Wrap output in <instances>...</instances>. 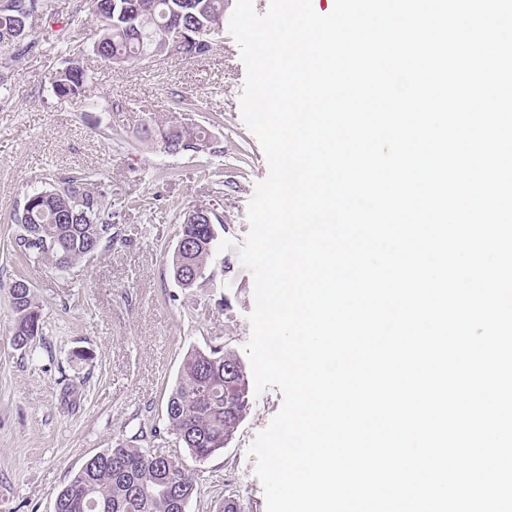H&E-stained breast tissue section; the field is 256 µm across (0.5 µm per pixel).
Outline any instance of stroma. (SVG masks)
Instances as JSON below:
<instances>
[{
  "label": "stroma",
  "mask_w": 512,
  "mask_h": 512,
  "mask_svg": "<svg viewBox=\"0 0 512 512\" xmlns=\"http://www.w3.org/2000/svg\"><path fill=\"white\" fill-rule=\"evenodd\" d=\"M61 40L20 56L0 99V512H54L58 493L96 453L128 441L162 446L196 473L187 512H220L239 495L247 512H266L249 447L278 413L271 387L250 408L224 452L196 462L166 430L168 394L192 349L224 342L246 358L254 307L251 272L236 260L249 233L248 204L269 164L244 122L246 77L230 32L206 54L171 56L115 69L91 48L83 0H43L35 31ZM84 47L89 79L80 98L58 96L51 75L64 66L66 40ZM194 104L176 109L175 95ZM175 124L209 125L224 152L192 160L137 138L146 113ZM93 173L112 193L114 239L90 263L60 272L17 246L14 211L46 179ZM214 209L226 227L215 242L209 285L187 290L171 273L174 215ZM25 279L41 310L36 349H16L8 288Z\"/></svg>",
  "instance_id": "obj_1"
}]
</instances>
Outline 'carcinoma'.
Instances as JSON below:
<instances>
[{
    "instance_id": "obj_1",
    "label": "carcinoma",
    "mask_w": 512,
    "mask_h": 512,
    "mask_svg": "<svg viewBox=\"0 0 512 512\" xmlns=\"http://www.w3.org/2000/svg\"><path fill=\"white\" fill-rule=\"evenodd\" d=\"M140 0H100L91 11L95 19L93 51L116 65L139 60L156 49L172 13L182 21L215 32L224 29V0H154L151 13L137 9ZM39 0H7L0 7V38L20 25L23 36L0 41V91L8 89L13 62L38 16ZM75 54L67 66L54 73L53 90L62 96L79 97L87 80L85 68H74ZM147 136H156L178 155L193 150V143L213 136L198 124L171 125L155 113L141 123ZM112 200L99 189L94 174L60 177L47 187L27 195L14 221L21 233L17 243L38 237L40 250L28 252L63 270L79 262L89 263L112 245L115 224ZM179 215L181 235L191 247L178 257L188 271L207 272L217 234L200 231ZM16 313L11 328L13 344L31 348L42 335L39 306L28 283L22 279L9 286ZM249 407V387L244 364L237 354L216 344L192 350L185 356L179 379L168 395L167 429L201 462L228 447ZM198 493L193 471L166 451L149 450L129 443L118 444L90 457L58 493L55 512H187Z\"/></svg>"
}]
</instances>
